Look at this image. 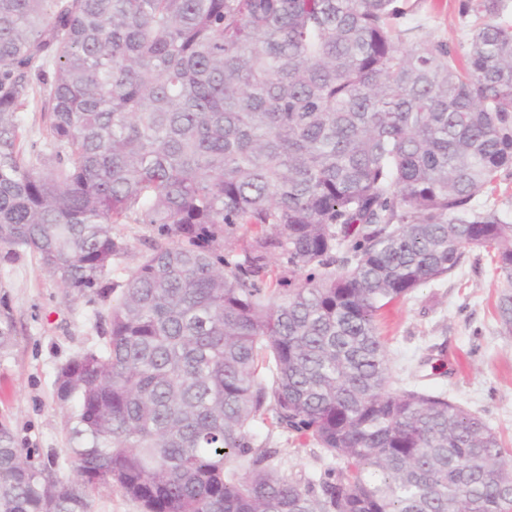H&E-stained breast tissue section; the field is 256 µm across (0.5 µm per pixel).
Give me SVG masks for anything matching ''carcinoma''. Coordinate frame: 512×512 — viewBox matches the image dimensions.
Here are the masks:
<instances>
[{
    "instance_id": "obj_1",
    "label": "carcinoma",
    "mask_w": 512,
    "mask_h": 512,
    "mask_svg": "<svg viewBox=\"0 0 512 512\" xmlns=\"http://www.w3.org/2000/svg\"><path fill=\"white\" fill-rule=\"evenodd\" d=\"M397 2L0 0V263L108 302L55 379L73 479L1 420L0 512H88L98 487L144 512H512L497 433L392 387L377 327L482 248L512 329V224L473 204L512 170V25L461 0V60L403 47ZM127 220L152 236L112 299ZM15 337L3 304L0 356ZM267 406L340 463L280 475L248 437ZM41 107L42 100L39 93H37L28 107H26L23 112L18 113L19 123L24 129V147L27 151L31 150L32 144H36V150L45 148L47 114L41 112Z\"/></svg>"
}]
</instances>
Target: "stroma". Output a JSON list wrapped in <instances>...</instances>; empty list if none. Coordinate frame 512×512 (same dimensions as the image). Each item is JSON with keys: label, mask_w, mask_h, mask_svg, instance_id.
I'll return each instance as SVG.
<instances>
[{"label": "stroma", "mask_w": 512, "mask_h": 512, "mask_svg": "<svg viewBox=\"0 0 512 512\" xmlns=\"http://www.w3.org/2000/svg\"><path fill=\"white\" fill-rule=\"evenodd\" d=\"M460 0H407L397 22L404 46L427 39L468 48L474 17H461ZM115 233L130 246L114 262L108 280L123 285L148 249L141 224H119ZM504 284L486 251L472 250L461 267L386 307L377 325L396 385L442 393L481 416L512 447V331L501 326L496 304ZM0 300L16 325V342L0 357V418L7 419L16 445L35 461L52 462L61 480L72 478L66 454L65 409L54 393L60 367L100 346L95 327L106 305L96 295H65L38 260L29 256L0 264ZM249 434L257 448L275 450L281 474L314 478L333 460L298 433L256 420Z\"/></svg>", "instance_id": "1"}]
</instances>
